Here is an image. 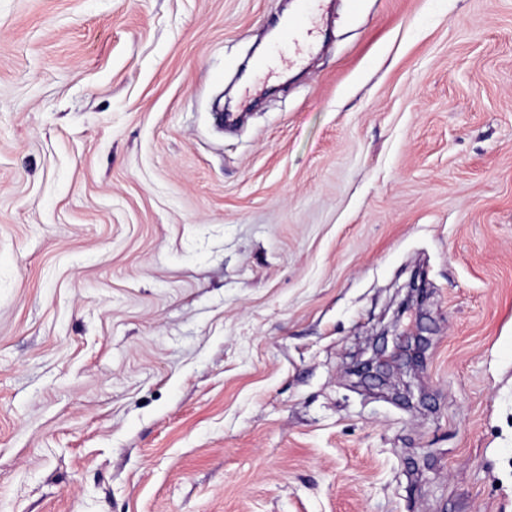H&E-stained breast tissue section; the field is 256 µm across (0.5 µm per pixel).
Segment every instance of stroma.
Instances as JSON below:
<instances>
[{"label":"stroma","mask_w":512,"mask_h":512,"mask_svg":"<svg viewBox=\"0 0 512 512\" xmlns=\"http://www.w3.org/2000/svg\"><path fill=\"white\" fill-rule=\"evenodd\" d=\"M321 9L0 0V512H512V0ZM319 0H302L299 15L288 22L285 27L282 39L276 46L273 57L269 60L260 61L257 67L260 71H269L274 63L280 58L282 50L288 47V59L292 54L307 46L313 37L316 24V2Z\"/></svg>","instance_id":"1"}]
</instances>
